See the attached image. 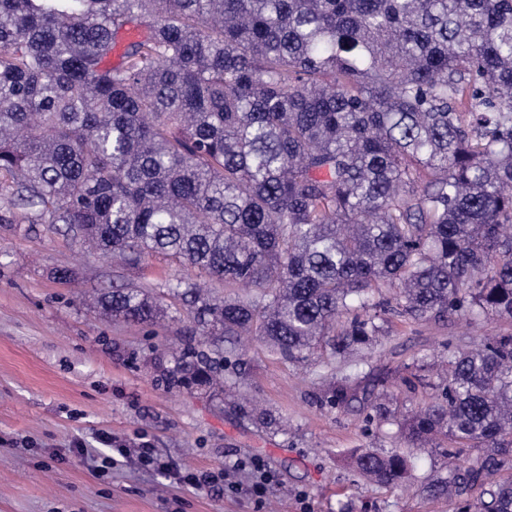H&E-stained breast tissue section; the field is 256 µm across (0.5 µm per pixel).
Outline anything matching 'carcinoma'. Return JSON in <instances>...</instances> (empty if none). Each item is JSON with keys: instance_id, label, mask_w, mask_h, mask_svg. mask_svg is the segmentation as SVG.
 I'll list each match as a JSON object with an SVG mask.
<instances>
[{"instance_id": "cac0c4a2", "label": "carcinoma", "mask_w": 512, "mask_h": 512, "mask_svg": "<svg viewBox=\"0 0 512 512\" xmlns=\"http://www.w3.org/2000/svg\"><path fill=\"white\" fill-rule=\"evenodd\" d=\"M0 198V223L250 289L97 297L141 324L181 301L204 349L180 352L171 387L212 385L241 334L305 362L392 318L512 319V0H0ZM446 365L398 430L462 459L431 495L512 512V334L450 344ZM358 377L321 404L394 422L384 380ZM349 464L389 488L413 471L393 451Z\"/></svg>"}]
</instances>
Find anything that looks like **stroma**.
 I'll use <instances>...</instances> for the list:
<instances>
[{
  "label": "stroma",
  "instance_id": "stroma-1",
  "mask_svg": "<svg viewBox=\"0 0 512 512\" xmlns=\"http://www.w3.org/2000/svg\"><path fill=\"white\" fill-rule=\"evenodd\" d=\"M73 281L58 279L57 269ZM185 269L163 256L139 268L112 264L52 224L0 223V512H458L429 496L433 475L455 458L423 456L399 489L355 475L359 448L402 446L397 426L368 425L358 408L330 409L318 397L327 372L366 363L387 379L396 417L433 395L407 388V364L439 359L485 332L512 334V320H392L370 346L333 360L291 363L252 337L224 365L240 395L260 401L279 429L245 415L236 400L168 387L164 369L190 343L173 302L155 325L115 322L94 307L112 286L161 292ZM128 454L115 458L104 438ZM156 463L143 464L141 445ZM270 484L256 497L257 471ZM206 472L205 489L182 476Z\"/></svg>",
  "mask_w": 512,
  "mask_h": 512
}]
</instances>
